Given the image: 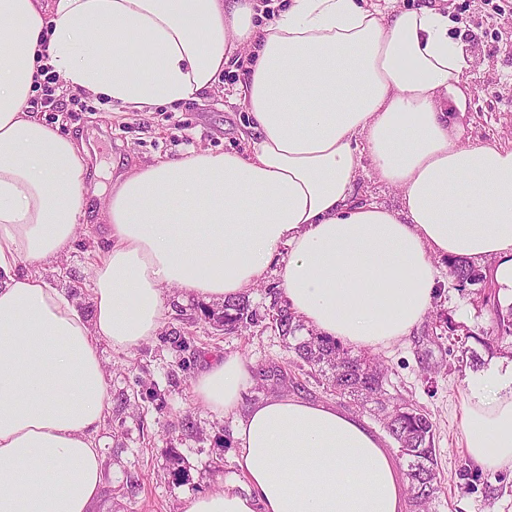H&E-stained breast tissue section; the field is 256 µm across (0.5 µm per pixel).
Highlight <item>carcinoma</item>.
<instances>
[{"mask_svg":"<svg viewBox=\"0 0 512 512\" xmlns=\"http://www.w3.org/2000/svg\"><path fill=\"white\" fill-rule=\"evenodd\" d=\"M450 274L462 289L484 279L482 270L469 261L448 262ZM268 311L274 315L279 335L288 351L324 377L327 385L341 396L350 397L362 408L374 406L381 414L384 427L398 444L399 455L406 461L407 494L415 512H430L435 494L442 488V476L433 447V423L428 415L406 400L391 401L387 397L386 368L364 354H352L342 344L313 333L301 334L304 324L277 293H270ZM257 320V311L244 299L224 302L222 327L226 331L238 329ZM490 339L475 337L485 349L494 350V344L512 339V306L497 312Z\"/></svg>","mask_w":512,"mask_h":512,"instance_id":"1","label":"carcinoma"}]
</instances>
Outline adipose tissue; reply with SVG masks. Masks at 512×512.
<instances>
[{"label":"adipose tissue","mask_w":512,"mask_h":512,"mask_svg":"<svg viewBox=\"0 0 512 512\" xmlns=\"http://www.w3.org/2000/svg\"><path fill=\"white\" fill-rule=\"evenodd\" d=\"M0 0V512H89L102 487L108 409L100 341L138 347L163 327L166 292L224 302L276 273L292 311L355 348L408 336L430 308L439 259L495 261L512 286V147L464 143L468 61L447 15L385 0ZM249 61L239 122L247 153L192 149L90 183L83 150L26 103L45 72L116 112L222 94ZM396 188L357 202L365 165ZM105 245L88 273L94 316L41 267L69 250L90 197ZM250 371L229 356L193 382L237 411ZM464 446L512 472V385L463 396ZM238 477L182 512H405L383 440L356 417L293 396L241 416Z\"/></svg>","instance_id":"adipose-tissue-1"}]
</instances>
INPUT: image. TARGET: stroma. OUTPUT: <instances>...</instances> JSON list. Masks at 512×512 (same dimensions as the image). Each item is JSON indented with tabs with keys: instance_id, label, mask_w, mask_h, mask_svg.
I'll return each mask as SVG.
<instances>
[{
	"instance_id": "obj_1",
	"label": "stroma",
	"mask_w": 512,
	"mask_h": 512,
	"mask_svg": "<svg viewBox=\"0 0 512 512\" xmlns=\"http://www.w3.org/2000/svg\"><path fill=\"white\" fill-rule=\"evenodd\" d=\"M407 8L429 4L448 13L469 60L463 75L468 105L453 114L465 141L512 147V0H400ZM242 64L224 69V95L203 102L162 106L146 113L112 112L105 102L72 103L58 92L56 107L29 110L49 123L83 139L94 133L98 144L89 150L91 161L108 165L121 159L133 168L156 157L177 156L192 148L224 152L247 149L241 135V110L236 95ZM106 227L89 209L78 225L72 247L59 264L44 275L64 285L91 312V284L87 270ZM438 282L433 304L413 333L396 344L375 350L388 369L390 396L416 402L429 413L434 446L444 476L431 512H512V474L474 471L461 480L457 472L470 468L462 444L461 417L465 382L479 370L512 365V348L487 352L475 341L489 331L495 306L512 304V289L494 279L493 261L481 265L484 282L458 290L446 260H436ZM277 276L266 275L247 297L260 317L256 325L225 333L214 321L221 314L217 302L186 298L169 289V317L154 336L138 348L112 349L100 343L109 390V408L99 432L104 483L91 512H182L188 494L220 490L236 473L234 416H218L196 401L193 380L208 362L236 355L250 368L251 378L240 412L274 395L288 394L311 402L335 405L381 429L377 414L337 396L312 376L308 366L293 360L265 310L269 289L280 288ZM180 333L185 351H173L168 336ZM476 351L480 368H473L469 351Z\"/></svg>"
}]
</instances>
